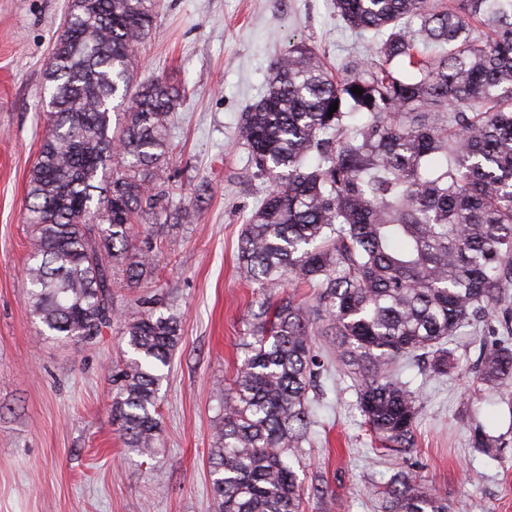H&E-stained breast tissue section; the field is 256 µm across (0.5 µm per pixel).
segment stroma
Wrapping results in <instances>:
<instances>
[{"instance_id":"1","label":"stroma","mask_w":512,"mask_h":512,"mask_svg":"<svg viewBox=\"0 0 512 512\" xmlns=\"http://www.w3.org/2000/svg\"><path fill=\"white\" fill-rule=\"evenodd\" d=\"M68 0H0V512H212L209 455L219 397L250 340L252 311L312 289L288 284L264 294L243 281L237 246L243 225L270 188L254 177L236 139L242 112L259 99L270 63L290 42L328 60L363 53L361 39L336 17L332 0H153L151 36L140 46L137 81L154 76L187 90L169 125L170 152L159 171L169 192L150 240V280L116 292L118 319L96 343L41 334L27 304L26 195L47 132L42 106L47 64ZM176 315L181 340L163 383L160 447L130 452L112 422L107 368L124 356L123 322L139 296ZM457 363L432 379L426 362L403 377L420 390L417 444L381 456L350 379L328 369L314 392L316 424L298 475L304 512H378L373 492L400 470L446 492L464 512H512V408L508 394L476 388L481 345L457 336ZM483 423L502 436L498 461L469 445Z\"/></svg>"}]
</instances>
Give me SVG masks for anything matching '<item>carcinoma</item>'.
<instances>
[{"label":"carcinoma","mask_w":512,"mask_h":512,"mask_svg":"<svg viewBox=\"0 0 512 512\" xmlns=\"http://www.w3.org/2000/svg\"><path fill=\"white\" fill-rule=\"evenodd\" d=\"M334 6L348 28L381 37L375 48L332 69L316 48L290 44L238 126L256 176L272 183L242 230L240 274L263 290L294 281L318 292L311 304L289 295L252 313V341L220 399L214 512H303L296 465L314 423L316 337H331L381 450L403 455L421 407L397 368L425 352L431 376L444 377L460 329L512 319V0ZM67 16L27 192L28 303L47 331L92 344L116 317L113 267H125L130 289L152 276L156 255L134 245L131 227L165 198L152 169L169 153L185 90L163 77L132 85L152 0H68ZM360 113L365 121L349 123ZM137 302L143 313L121 331L130 356L108 375L123 443L147 455L180 327L151 298ZM475 377L492 393L512 384L511 327L483 344ZM470 445L497 460L484 426ZM380 509L449 512L446 496L407 472Z\"/></svg>","instance_id":"obj_1"}]
</instances>
